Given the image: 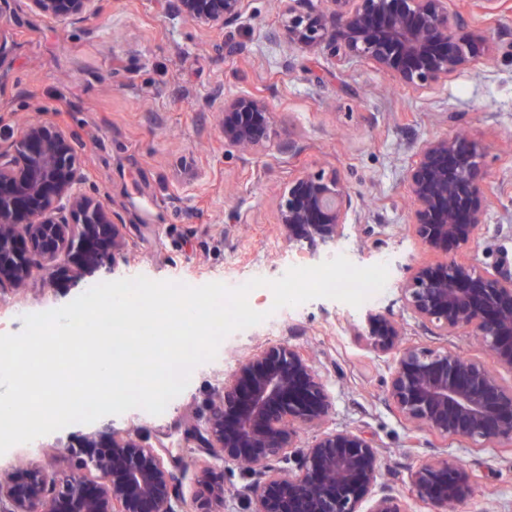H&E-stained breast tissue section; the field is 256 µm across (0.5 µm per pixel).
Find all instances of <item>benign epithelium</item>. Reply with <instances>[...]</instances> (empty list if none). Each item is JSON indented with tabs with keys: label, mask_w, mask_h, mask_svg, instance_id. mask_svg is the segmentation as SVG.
Masks as SVG:
<instances>
[{
	"label": "benign epithelium",
	"mask_w": 512,
	"mask_h": 512,
	"mask_svg": "<svg viewBox=\"0 0 512 512\" xmlns=\"http://www.w3.org/2000/svg\"><path fill=\"white\" fill-rule=\"evenodd\" d=\"M101 0H28L55 22L98 13ZM249 0H163L205 30L224 28ZM288 45L308 53L328 49L352 64L370 61L397 85L422 93L448 82L478 58L495 56L482 29L463 31L448 0H279ZM218 128L224 144L252 154L276 137L272 110L254 93L223 98ZM405 176L413 203L410 230L429 251L468 248L487 210L490 185L482 154L459 135L423 141ZM81 173L71 137L48 122H32L0 138V288L23 287L31 255L62 260L79 272L106 266L126 250L112 208L77 191ZM350 191L336 171L304 172L277 201V224L288 244L315 255L344 235ZM406 307L441 336H475L494 365L512 373V264L480 269L450 260L419 265L400 287ZM362 333L379 352H397L388 396L411 426L483 447L512 442V385L486 362L447 347L408 345L393 319L369 313ZM331 395L310 359L289 345L253 351L224 379L206 420L207 447L257 475L253 512H410L393 489L378 487L380 455L351 430L320 434L294 455L296 470L276 463L297 447L303 428L330 415ZM78 468L50 476L36 468L0 475V512H174L172 473L156 449L112 427L87 436L75 451ZM415 496L448 512L474 492L473 470L453 456L420 465ZM224 497L223 471H207L196 512Z\"/></svg>",
	"instance_id": "1"
}]
</instances>
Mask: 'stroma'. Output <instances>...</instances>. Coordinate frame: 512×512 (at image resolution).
<instances>
[{
    "mask_svg": "<svg viewBox=\"0 0 512 512\" xmlns=\"http://www.w3.org/2000/svg\"><path fill=\"white\" fill-rule=\"evenodd\" d=\"M448 11L468 27L486 29L496 58L475 62L447 84L425 93L395 85L367 62L346 65L328 52L312 55L271 42L281 14L276 0H250L239 20L206 31L165 12L158 0H101L99 14L53 23L27 0H9L0 13V134L30 121L57 125L74 142L81 192L110 202L127 249L114 266L80 273L36 259L17 290L0 292V334L19 333L23 315L61 307L106 281L144 276L191 286L236 287L263 270L280 278L314 261L289 245L276 223V203L301 170L337 171L348 183L354 211L343 238L323 259L389 269L385 288L360 307L318 298L274 308L269 288L254 289L253 309L271 308L263 322L234 332L214 360L196 367L184 391L162 416L142 409L75 423L42 436L38 447L0 455V473L32 464L72 470L69 444L108 424L160 450L176 480L179 512H192L205 469L224 471V500L215 512H249L250 476L213 455L202 433L225 377L260 347L283 343L312 357L334 408L321 427L300 433V446L320 431L351 429L378 448L381 481L408 499L411 512H429L415 499L411 476L426 460L448 454L474 469V495L456 512H512V446L476 448L463 438L444 440L410 431L388 399L395 353H379L358 337L367 313L402 327V344L448 346L469 358L486 353L471 334L436 336L406 308L400 285L421 264L443 262L411 234L412 205L404 176L418 145L462 131L485 147L493 189L474 243L462 260L479 267L512 262V4L484 14L475 0H448ZM233 38L237 53L216 52ZM259 94L270 103L276 144L246 156L227 148L218 129L221 96ZM299 151L284 154L279 142Z\"/></svg>",
    "mask_w": 512,
    "mask_h": 512,
    "instance_id": "35a3bbf8",
    "label": "stroma"
}]
</instances>
